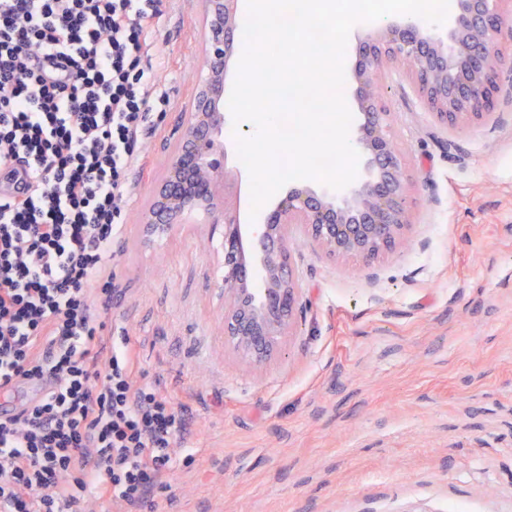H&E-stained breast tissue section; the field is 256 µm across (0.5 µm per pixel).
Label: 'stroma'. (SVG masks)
Here are the masks:
<instances>
[{
	"label": "stroma",
	"mask_w": 512,
	"mask_h": 512,
	"mask_svg": "<svg viewBox=\"0 0 512 512\" xmlns=\"http://www.w3.org/2000/svg\"><path fill=\"white\" fill-rule=\"evenodd\" d=\"M153 66L170 105L141 141L124 233L112 242V334L184 406L189 460L155 512H512V99L456 131L413 98L403 68L381 92L410 182L413 225L366 265L301 229L288 242L302 313L262 365L224 342L221 229L145 241L141 213L210 76L204 0H162ZM219 206L250 221V178L227 145Z\"/></svg>",
	"instance_id": "obj_1"
}]
</instances>
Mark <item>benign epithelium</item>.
Returning a JSON list of instances; mask_svg holds the SVG:
<instances>
[{"instance_id":"7a95c632","label":"benign epithelium","mask_w":512,"mask_h":512,"mask_svg":"<svg viewBox=\"0 0 512 512\" xmlns=\"http://www.w3.org/2000/svg\"><path fill=\"white\" fill-rule=\"evenodd\" d=\"M502 2L455 0L444 41L407 22L387 25L360 43L355 77L363 123L352 145L365 159V177L334 198L290 191L264 223L239 224L219 211L214 180L224 159V70L234 52L235 0H206L204 45L213 79L166 163L141 232L147 240L170 234L186 214L200 210L212 223H224V339L240 358L268 362L296 323L299 288L288 249L293 227L327 255L353 256L367 265L395 250L410 228L408 182L393 142L392 113L377 93L393 64L408 65L416 98L442 127L497 120L501 76L512 72V57L500 50L512 34Z\"/></svg>"}]
</instances>
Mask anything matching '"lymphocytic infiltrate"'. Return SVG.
<instances>
[{
	"instance_id": "lymphocytic-infiltrate-1",
	"label": "lymphocytic infiltrate",
	"mask_w": 512,
	"mask_h": 512,
	"mask_svg": "<svg viewBox=\"0 0 512 512\" xmlns=\"http://www.w3.org/2000/svg\"><path fill=\"white\" fill-rule=\"evenodd\" d=\"M159 0H0V512H149L185 409L106 331L112 241L170 104Z\"/></svg>"
}]
</instances>
